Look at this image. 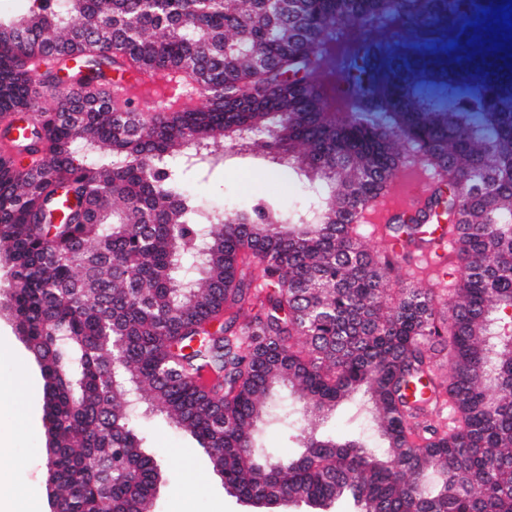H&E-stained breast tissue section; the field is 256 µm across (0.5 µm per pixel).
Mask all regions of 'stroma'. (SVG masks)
Segmentation results:
<instances>
[{"label": "stroma", "mask_w": 512, "mask_h": 512, "mask_svg": "<svg viewBox=\"0 0 512 512\" xmlns=\"http://www.w3.org/2000/svg\"><path fill=\"white\" fill-rule=\"evenodd\" d=\"M375 24L352 23L336 26L329 39L325 64L334 69L340 91L348 83L342 63L350 48L374 35ZM224 163L193 184L203 200L238 207L260 189H267L277 205L299 208L308 199V182L292 169L272 163L265 153L248 147L225 144ZM0 459L24 458V468L7 470L9 488H22L39 502L40 512H50L46 485V448L42 411V379L15 326L0 312ZM138 426L146 450L163 470L157 487L155 512H250L249 507L227 494L221 477L214 473L202 448L186 433L157 420H142ZM336 438L364 437L373 441L374 432L351 402L340 403L325 425Z\"/></svg>", "instance_id": "stroma-1"}]
</instances>
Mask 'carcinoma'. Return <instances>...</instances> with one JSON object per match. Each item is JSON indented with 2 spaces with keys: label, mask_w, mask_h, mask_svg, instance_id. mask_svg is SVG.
Returning a JSON list of instances; mask_svg holds the SVG:
<instances>
[{
  "label": "carcinoma",
  "mask_w": 512,
  "mask_h": 512,
  "mask_svg": "<svg viewBox=\"0 0 512 512\" xmlns=\"http://www.w3.org/2000/svg\"><path fill=\"white\" fill-rule=\"evenodd\" d=\"M495 8L36 0L0 21L4 308L41 373L66 512H154L159 472L134 409L188 433L251 505L512 512V111L497 109L512 69L492 51ZM379 15L397 39L352 50L338 121L319 89L328 30ZM128 71L211 104L147 122L129 99L114 106L112 74ZM61 72L81 97L53 92ZM226 139L288 158L311 181L307 205L197 199L187 177L220 164ZM404 160L434 182L382 233L409 255L448 219L459 278L444 301L416 286L389 296L394 265L355 222ZM356 394L380 450L322 434ZM272 421L297 455L269 454Z\"/></svg>",
  "instance_id": "obj_1"
}]
</instances>
